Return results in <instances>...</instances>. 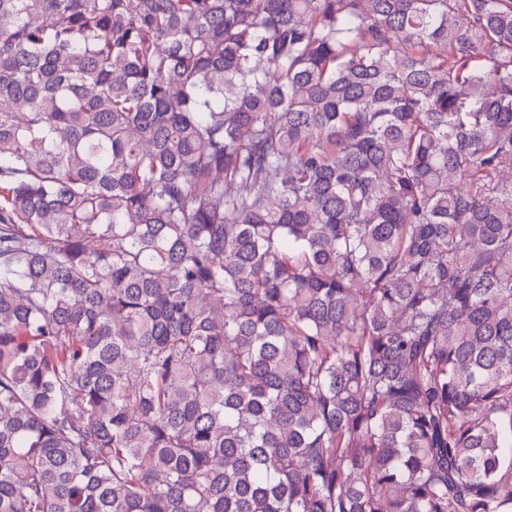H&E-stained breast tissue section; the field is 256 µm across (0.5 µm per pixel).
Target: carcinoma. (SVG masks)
Masks as SVG:
<instances>
[{
  "mask_svg": "<svg viewBox=\"0 0 512 512\" xmlns=\"http://www.w3.org/2000/svg\"><path fill=\"white\" fill-rule=\"evenodd\" d=\"M0 512H512V0H0Z\"/></svg>",
  "mask_w": 512,
  "mask_h": 512,
  "instance_id": "obj_1",
  "label": "carcinoma"
}]
</instances>
